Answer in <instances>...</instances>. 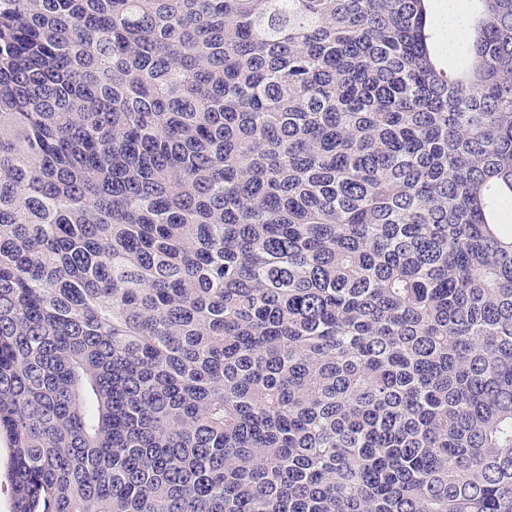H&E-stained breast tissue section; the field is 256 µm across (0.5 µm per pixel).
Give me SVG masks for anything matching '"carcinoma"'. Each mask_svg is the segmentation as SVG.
Returning a JSON list of instances; mask_svg holds the SVG:
<instances>
[{
	"label": "carcinoma",
	"instance_id": "obj_1",
	"mask_svg": "<svg viewBox=\"0 0 512 512\" xmlns=\"http://www.w3.org/2000/svg\"><path fill=\"white\" fill-rule=\"evenodd\" d=\"M0 0L11 512H512V0ZM431 17L436 25L439 44L448 59V47L455 43L464 28L463 20L451 6L448 0H432L430 4ZM448 19V39L445 26Z\"/></svg>",
	"mask_w": 512,
	"mask_h": 512
}]
</instances>
